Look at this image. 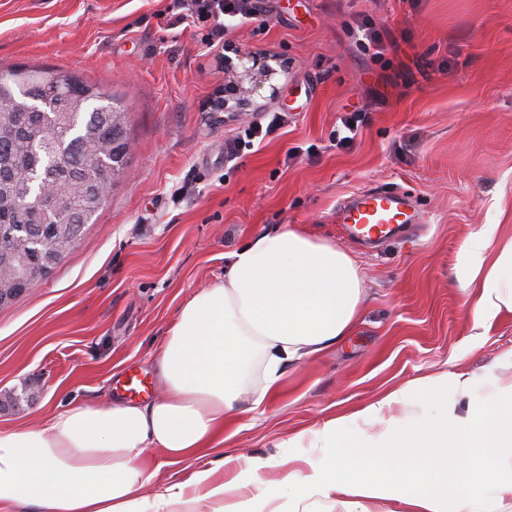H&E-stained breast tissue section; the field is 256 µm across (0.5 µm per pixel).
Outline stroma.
Listing matches in <instances>:
<instances>
[{
  "instance_id": "obj_1",
  "label": "stroma",
  "mask_w": 512,
  "mask_h": 512,
  "mask_svg": "<svg viewBox=\"0 0 512 512\" xmlns=\"http://www.w3.org/2000/svg\"><path fill=\"white\" fill-rule=\"evenodd\" d=\"M226 38L267 59L272 86L233 112L229 81L199 29L167 28L166 0H0V67H53L112 92L129 114L128 165L96 221L39 286L0 306V429L42 425L71 398L161 393L154 348L179 307L224 275V254L274 224H301L348 251L365 276L352 336L285 378L264 419L224 452L301 469L289 436L446 371L478 393L512 380V312L474 327L458 284L465 239L512 237V0H253ZM372 19L397 48L373 57ZM408 79L395 78L400 64ZM294 99L282 135L227 161L224 143ZM362 109L355 145L333 147ZM381 184L407 190L431 224L372 247L348 241L336 204Z\"/></svg>"
}]
</instances>
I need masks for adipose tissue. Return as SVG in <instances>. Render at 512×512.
<instances>
[{"mask_svg": "<svg viewBox=\"0 0 512 512\" xmlns=\"http://www.w3.org/2000/svg\"><path fill=\"white\" fill-rule=\"evenodd\" d=\"M492 235L473 233L464 286L476 288L482 326L512 311V240L494 257ZM364 278L336 243L282 224L224 256V277L180 307L155 357L163 390L145 402L75 399L40 427L0 430V512H166L189 499L196 512H256L243 496L266 459L232 470L222 448L242 415L260 420L287 372L336 346L357 322ZM465 372L448 371L392 392L311 433L319 453L305 470L265 484L272 512H299L309 495L334 498L338 512L366 499L404 502L408 512H500L512 500V384L475 397ZM408 412L384 418L391 403ZM384 421V428L363 427ZM198 459L190 477L154 497L144 465ZM287 508H278L280 500Z\"/></svg>", "mask_w": 512, "mask_h": 512, "instance_id": "adipose-tissue-1", "label": "adipose tissue"}]
</instances>
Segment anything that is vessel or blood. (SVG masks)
Masks as SVG:
<instances>
[{
    "mask_svg": "<svg viewBox=\"0 0 512 512\" xmlns=\"http://www.w3.org/2000/svg\"><path fill=\"white\" fill-rule=\"evenodd\" d=\"M336 221L346 236L377 246L394 238L407 224H428L429 212L418 209L402 190L376 185L352 194L336 207Z\"/></svg>",
    "mask_w": 512,
    "mask_h": 512,
    "instance_id": "vessel-or-blood-1",
    "label": "vessel or blood"
}]
</instances>
